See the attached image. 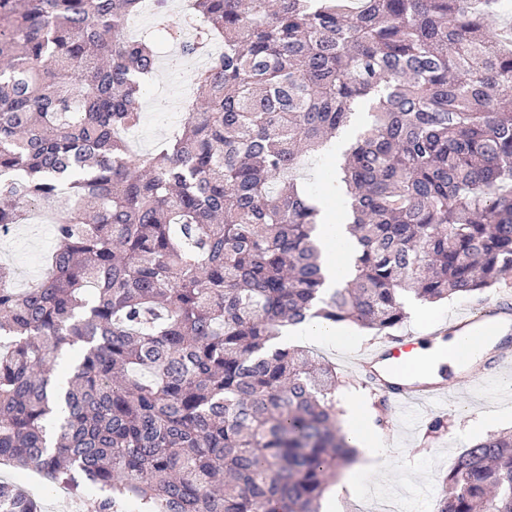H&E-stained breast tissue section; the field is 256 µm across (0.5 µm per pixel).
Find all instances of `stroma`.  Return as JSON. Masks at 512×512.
I'll list each match as a JSON object with an SVG mask.
<instances>
[{
  "label": "stroma",
  "mask_w": 512,
  "mask_h": 512,
  "mask_svg": "<svg viewBox=\"0 0 512 512\" xmlns=\"http://www.w3.org/2000/svg\"><path fill=\"white\" fill-rule=\"evenodd\" d=\"M175 44H167L152 78L144 85L141 94L142 118L138 126L144 153H151L178 121L170 108L186 87L195 82L196 69L185 64L179 69L168 65ZM53 245V236L45 223L23 224L6 237H0V261L12 265L20 279L21 287L28 288L45 273L44 257ZM502 295L512 297V277L501 285L485 289L481 297L452 296L435 302L414 301L406 303L405 328L426 330L463 308L472 309L480 301L492 300ZM374 339L373 332L361 330L355 344L339 347L324 344L314 347L315 355L323 357L336 368L339 384L336 390L338 403L352 399L368 400L350 359ZM376 417L383 419L382 430L389 447L395 448L389 469L368 473L364 485L353 498L345 499L343 512H372L375 502L397 492L404 499V512H434L435 499L440 493L443 479L452 468L457 456L476 441L485 438L478 422L488 414L498 417L497 431L512 430V374L499 378L490 387L478 388L472 393L449 394L447 403L431 407L406 408L396 412L384 406H375ZM442 419L445 431L432 434L428 421Z\"/></svg>",
  "instance_id": "35a3bbf8"
}]
</instances>
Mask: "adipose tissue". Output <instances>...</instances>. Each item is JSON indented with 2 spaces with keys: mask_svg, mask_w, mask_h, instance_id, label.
I'll use <instances>...</instances> for the list:
<instances>
[{
  "mask_svg": "<svg viewBox=\"0 0 512 512\" xmlns=\"http://www.w3.org/2000/svg\"><path fill=\"white\" fill-rule=\"evenodd\" d=\"M325 193L336 200L337 205L324 211L317 234L326 276L325 286L333 290L344 287L352 279L357 244L347 230L344 208L340 204L342 190L330 183L326 185ZM302 341L342 346L351 343L352 338L349 331L340 325L312 319L289 327L281 339L285 345ZM341 426L347 443L359 453L358 462L347 472L350 483H360L369 469L386 466L392 450L379 436L370 412L363 409L349 411L343 415Z\"/></svg>",
  "mask_w": 512,
  "mask_h": 512,
  "instance_id": "ef3b65f1",
  "label": "adipose tissue"
}]
</instances>
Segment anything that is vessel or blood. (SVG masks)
I'll return each instance as SVG.
<instances>
[{"label":"vessel or blood","mask_w":512,"mask_h":512,"mask_svg":"<svg viewBox=\"0 0 512 512\" xmlns=\"http://www.w3.org/2000/svg\"><path fill=\"white\" fill-rule=\"evenodd\" d=\"M455 336L477 349L461 365L460 378L469 386L512 369V308L494 300L435 325L427 334L409 331L374 342L354 359L353 367L391 407L424 406L447 397L448 385L429 375L418 349Z\"/></svg>","instance_id":"vessel-or-blood-1"}]
</instances>
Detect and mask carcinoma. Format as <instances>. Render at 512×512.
Returning <instances> with one entry per match:
<instances>
[{
	"label": "carcinoma",
	"instance_id": "cac0c4a2",
	"mask_svg": "<svg viewBox=\"0 0 512 512\" xmlns=\"http://www.w3.org/2000/svg\"><path fill=\"white\" fill-rule=\"evenodd\" d=\"M495 0H193L211 40L191 112L144 156V0H0V228L55 213L50 274L0 263V464L95 512H320L352 451L336 370L274 347L309 319L388 334L404 298L512 275V40ZM369 106L336 166L360 245L323 288L324 196L299 171ZM434 512H512V434L463 450ZM0 512H38L0 483Z\"/></svg>",
	"mask_w": 512,
	"mask_h": 512
}]
</instances>
